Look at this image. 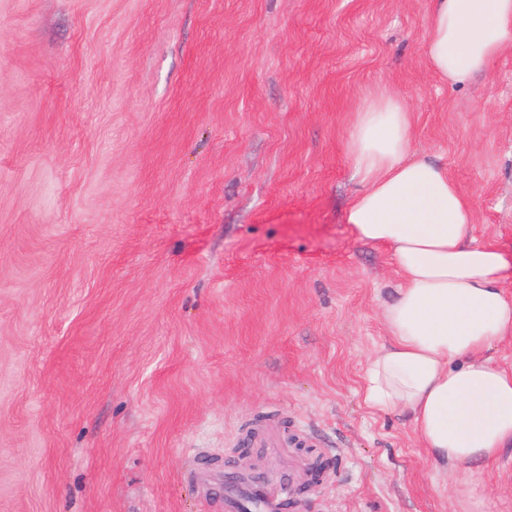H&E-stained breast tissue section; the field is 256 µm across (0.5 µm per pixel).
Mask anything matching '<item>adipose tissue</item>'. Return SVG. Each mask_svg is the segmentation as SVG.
<instances>
[{"label":"adipose tissue","mask_w":512,"mask_h":512,"mask_svg":"<svg viewBox=\"0 0 512 512\" xmlns=\"http://www.w3.org/2000/svg\"><path fill=\"white\" fill-rule=\"evenodd\" d=\"M428 28L431 71L464 85L512 52V0H431ZM412 138L408 106L387 88L369 92L351 123L362 188L347 222L356 240L391 249L402 282L363 397L374 411L410 413L436 466L467 467L512 445V372L488 356L512 338L511 264L472 239L470 199L443 166L412 154Z\"/></svg>","instance_id":"1"}]
</instances>
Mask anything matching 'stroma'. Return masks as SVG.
I'll list each match as a JSON object with an SVG mask.
<instances>
[{
    "instance_id": "stroma-1",
    "label": "stroma",
    "mask_w": 512,
    "mask_h": 512,
    "mask_svg": "<svg viewBox=\"0 0 512 512\" xmlns=\"http://www.w3.org/2000/svg\"><path fill=\"white\" fill-rule=\"evenodd\" d=\"M430 0H0V512H512L363 401L401 274L346 222L378 86L512 261V52L459 87ZM270 423L276 444L245 446ZM237 485L234 473L229 469L224 470V512L244 511V501L236 489ZM291 482L288 479V483L275 488L267 487L261 481L253 482L250 487L257 494L259 512H283L288 500V484Z\"/></svg>"
}]
</instances>
